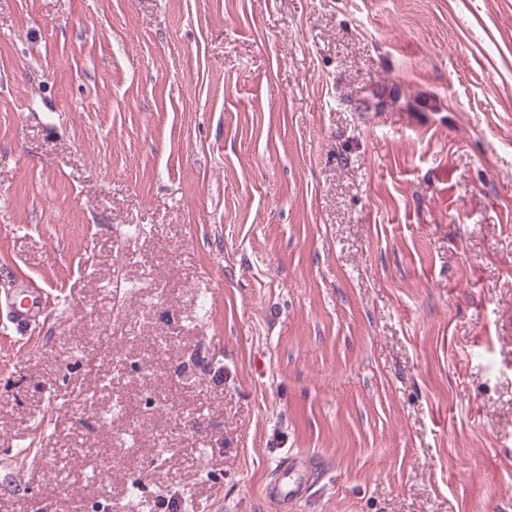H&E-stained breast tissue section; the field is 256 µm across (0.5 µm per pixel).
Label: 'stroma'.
Returning a JSON list of instances; mask_svg holds the SVG:
<instances>
[{
	"label": "stroma",
	"instance_id": "35a3bbf8",
	"mask_svg": "<svg viewBox=\"0 0 512 512\" xmlns=\"http://www.w3.org/2000/svg\"><path fill=\"white\" fill-rule=\"evenodd\" d=\"M0 512H512V0H0ZM292 473L283 472L269 490V496L273 497L275 502L281 507L286 508L288 502L302 498L306 493V482L298 478L291 477ZM288 477V482H283ZM276 488V491L274 489Z\"/></svg>",
	"mask_w": 512,
	"mask_h": 512
}]
</instances>
